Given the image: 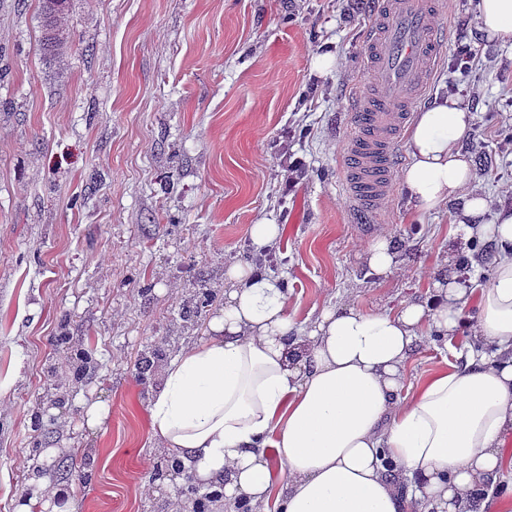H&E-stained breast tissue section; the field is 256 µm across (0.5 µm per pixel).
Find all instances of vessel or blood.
I'll return each instance as SVG.
<instances>
[{"mask_svg": "<svg viewBox=\"0 0 512 512\" xmlns=\"http://www.w3.org/2000/svg\"><path fill=\"white\" fill-rule=\"evenodd\" d=\"M437 13L438 0H376L364 47L367 74L343 153L346 188L359 214L375 212L390 192L398 146L449 39Z\"/></svg>", "mask_w": 512, "mask_h": 512, "instance_id": "obj_1", "label": "vessel or blood"}]
</instances>
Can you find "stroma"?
Returning a JSON list of instances; mask_svg holds the SVG:
<instances>
[{
	"mask_svg": "<svg viewBox=\"0 0 512 512\" xmlns=\"http://www.w3.org/2000/svg\"><path fill=\"white\" fill-rule=\"evenodd\" d=\"M372 0H69L68 34L45 50L39 0H0V512L42 479L63 486L59 512H168L192 494L162 473L145 407L190 346L179 313L202 283L224 308V268L259 264L258 223L282 224L275 278L297 328L324 309L396 312L426 298L461 214L421 216L394 186L369 221L344 187L342 151L364 80ZM439 23L475 52L443 48L420 106L468 103L462 148L473 186L512 209V47L479 30L475 0ZM332 54L330 73L315 57ZM303 177L284 188L283 157ZM390 232L399 271L371 275L361 250ZM100 363L75 380L59 351ZM466 336L433 324L406 366L412 394L460 366ZM162 348L152 373L140 353ZM106 406L102 426L85 410Z\"/></svg>",
	"mask_w": 512,
	"mask_h": 512,
	"instance_id": "obj_1",
	"label": "stroma"
}]
</instances>
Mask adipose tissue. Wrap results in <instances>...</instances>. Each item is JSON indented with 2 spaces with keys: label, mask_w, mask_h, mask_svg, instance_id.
<instances>
[{
  "label": "adipose tissue",
  "mask_w": 512,
  "mask_h": 512,
  "mask_svg": "<svg viewBox=\"0 0 512 512\" xmlns=\"http://www.w3.org/2000/svg\"><path fill=\"white\" fill-rule=\"evenodd\" d=\"M476 11L481 32L512 45V0H477ZM472 119L458 98L418 112L401 184L417 213L460 202L475 232L499 243L491 285L463 287L452 269L398 313L327 310L300 338L277 279L227 266L221 314L168 363L146 409L161 447L200 484L257 512H484L474 489L512 464V210L492 211L469 188L461 141ZM428 321L508 357L468 353L463 368L402 395Z\"/></svg>",
  "instance_id": "obj_1"
}]
</instances>
